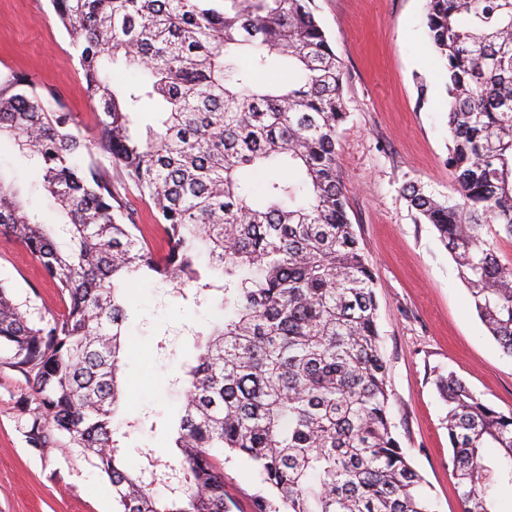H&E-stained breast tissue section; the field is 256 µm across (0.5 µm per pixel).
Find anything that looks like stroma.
Masks as SVG:
<instances>
[{
	"label": "stroma",
	"instance_id": "obj_1",
	"mask_svg": "<svg viewBox=\"0 0 512 512\" xmlns=\"http://www.w3.org/2000/svg\"><path fill=\"white\" fill-rule=\"evenodd\" d=\"M316 18L343 63L349 118L336 145L347 211L375 280L381 347L388 368L393 430L424 480L431 512H462L448 467L447 406L437 375L455 373L481 399L512 411V357L489 336L456 266L431 225L410 209L411 182L438 196L453 192L445 164L446 75L428 44L426 0H315ZM71 39L48 0H0V73L18 71L56 91L83 136H97L96 103L72 56ZM0 172L14 178L32 209L62 223L35 167L0 141ZM0 283L33 315L64 305L39 262L18 243L0 240ZM218 310L141 283L132 295L123 361V416L154 429L122 438L124 462L136 472L148 455L167 456L164 422L183 402L184 362ZM0 350V512H116L112 486L75 449L30 447L26 422L33 392ZM224 491L236 512H253L263 488L247 461L225 460Z\"/></svg>",
	"mask_w": 512,
	"mask_h": 512
}]
</instances>
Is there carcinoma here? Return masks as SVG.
<instances>
[{
    "label": "carcinoma",
    "mask_w": 512,
    "mask_h": 512,
    "mask_svg": "<svg viewBox=\"0 0 512 512\" xmlns=\"http://www.w3.org/2000/svg\"><path fill=\"white\" fill-rule=\"evenodd\" d=\"M313 4L50 0L98 103L92 144L54 92L0 74V138L34 163L69 238L62 248L0 173V238L21 242L65 303L35 320L0 284V347L34 394L31 447L66 438L111 482L117 512H233L219 455L259 469L256 512H430L389 417L374 276L337 170L341 63ZM426 27L448 77L455 195L403 193L512 357V265L494 246L512 240V0H426ZM148 104L157 123L139 132ZM144 281L219 293L224 315L183 366L178 454L131 474L114 417L129 286ZM436 386L463 512H499L512 412L451 373Z\"/></svg>",
    "instance_id": "cac0c4a2"
}]
</instances>
